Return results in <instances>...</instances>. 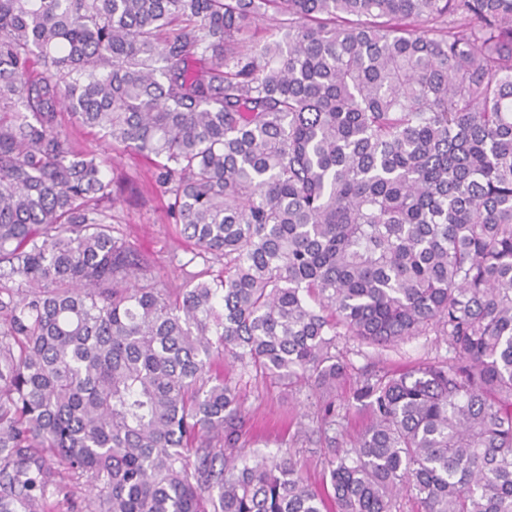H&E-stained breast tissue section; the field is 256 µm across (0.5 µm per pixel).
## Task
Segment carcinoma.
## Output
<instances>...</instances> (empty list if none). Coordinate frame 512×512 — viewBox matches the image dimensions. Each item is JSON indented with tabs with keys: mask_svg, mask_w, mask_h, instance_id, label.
<instances>
[{
	"mask_svg": "<svg viewBox=\"0 0 512 512\" xmlns=\"http://www.w3.org/2000/svg\"><path fill=\"white\" fill-rule=\"evenodd\" d=\"M64 111L222 279L112 236ZM430 327L455 361L364 380L317 486L211 373L328 396L338 337ZM48 454L89 512H512V0H0V512H39Z\"/></svg>",
	"mask_w": 512,
	"mask_h": 512,
	"instance_id": "cac0c4a2",
	"label": "carcinoma"
}]
</instances>
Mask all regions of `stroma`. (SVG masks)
I'll list each match as a JSON object with an SVG mask.
<instances>
[{
    "label": "stroma",
    "instance_id": "stroma-1",
    "mask_svg": "<svg viewBox=\"0 0 512 512\" xmlns=\"http://www.w3.org/2000/svg\"><path fill=\"white\" fill-rule=\"evenodd\" d=\"M61 123L81 146L105 160L108 177L124 189L123 201L112 210V234L148 261L152 275L176 288L201 271L213 277L221 274L223 262L203 254L169 218V198L156 186L153 167L134 153L112 150L94 130L73 125L69 117H62ZM336 353L347 370L329 398L304 383L286 386L262 376H241L238 367L221 360L213 367L236 384L255 450L265 455L288 450L314 483L323 476L328 437H335L337 447H349L369 419L367 407L355 398L365 377L454 358L447 337L432 329L385 349L343 336L337 340Z\"/></svg>",
    "mask_w": 512,
    "mask_h": 512
}]
</instances>
